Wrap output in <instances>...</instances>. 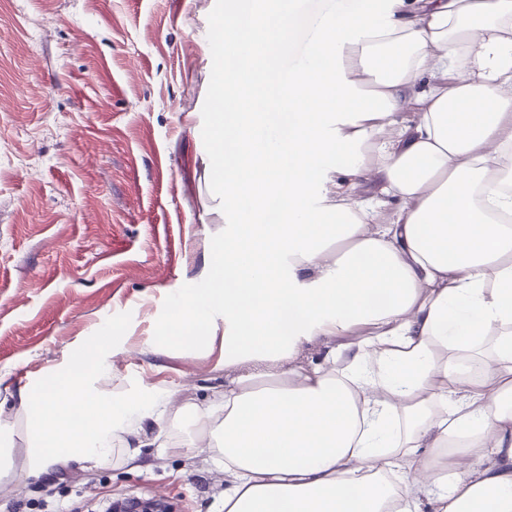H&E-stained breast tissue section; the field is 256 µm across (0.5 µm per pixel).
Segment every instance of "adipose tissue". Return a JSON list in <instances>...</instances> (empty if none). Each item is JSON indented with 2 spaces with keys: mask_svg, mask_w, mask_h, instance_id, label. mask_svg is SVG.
<instances>
[{
  "mask_svg": "<svg viewBox=\"0 0 512 512\" xmlns=\"http://www.w3.org/2000/svg\"><path fill=\"white\" fill-rule=\"evenodd\" d=\"M288 34L281 0H229L215 29L224 239L153 332L223 348V392L181 411L193 454L222 512H512V0L325 13L269 100ZM125 347L18 390L27 476L166 450L167 390L100 386Z\"/></svg>",
  "mask_w": 512,
  "mask_h": 512,
  "instance_id": "ef3b65f1",
  "label": "adipose tissue"
}]
</instances>
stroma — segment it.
<instances>
[{
  "mask_svg": "<svg viewBox=\"0 0 512 512\" xmlns=\"http://www.w3.org/2000/svg\"><path fill=\"white\" fill-rule=\"evenodd\" d=\"M361 0H299L274 56L306 55L314 19ZM225 0H0V427L24 449L19 387L108 327L130 348L104 384L168 388L174 405L224 387L219 352L145 346L175 289L201 288L209 244L224 234L207 170L213 70L227 48L214 27ZM184 447L138 468L65 469L35 480L16 467L0 501L40 512L54 500L97 512L106 498L161 494L181 512H216L222 472Z\"/></svg>",
  "mask_w": 512,
  "mask_h": 512,
  "instance_id": "obj_1",
  "label": "stroma"
}]
</instances>
